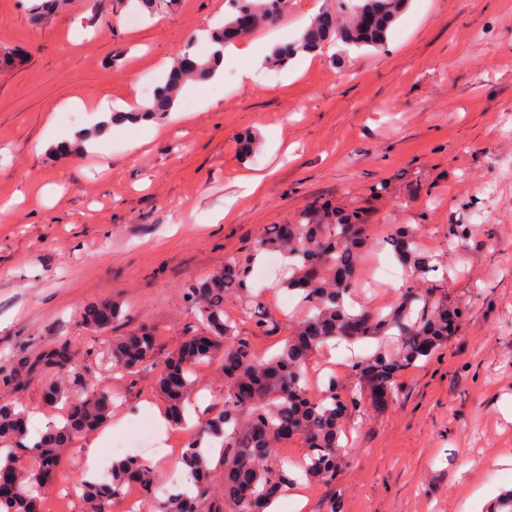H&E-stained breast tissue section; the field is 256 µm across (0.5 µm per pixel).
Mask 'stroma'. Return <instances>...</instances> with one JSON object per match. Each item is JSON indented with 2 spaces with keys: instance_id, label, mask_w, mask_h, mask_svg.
<instances>
[{
  "instance_id": "stroma-1",
  "label": "stroma",
  "mask_w": 512,
  "mask_h": 512,
  "mask_svg": "<svg viewBox=\"0 0 512 512\" xmlns=\"http://www.w3.org/2000/svg\"><path fill=\"white\" fill-rule=\"evenodd\" d=\"M335 7L288 0L276 28L248 40L294 41ZM130 12L126 0H61L39 17L32 0H0V49L25 57L0 68V371L23 381L0 382V402L22 405L33 427L61 422L37 361L61 343L104 351L106 337L79 324L82 307L123 302L124 330L148 328L167 354L190 319L188 280L293 223L307 201L363 205L371 235L412 225L425 251L457 269L447 292L464 317L400 374L392 403L355 413L346 467L303 486L310 512L335 500L342 512H492L512 492V0H412L384 50L330 44L282 70L259 66L247 86L248 59L225 57L222 82L188 84L162 118L54 155L90 127L91 102L146 105L176 54L208 55L229 8L157 0L134 25ZM248 133L262 139L251 155L239 145ZM452 224L468 227L453 251ZM86 373L112 390V420L74 445L44 512H84L66 488L89 441L136 431L165 408L152 376L130 387L94 360Z\"/></svg>"
}]
</instances>
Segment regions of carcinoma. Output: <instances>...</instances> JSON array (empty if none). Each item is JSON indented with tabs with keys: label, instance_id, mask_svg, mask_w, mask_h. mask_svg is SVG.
<instances>
[{
	"label": "carcinoma",
	"instance_id": "obj_1",
	"mask_svg": "<svg viewBox=\"0 0 512 512\" xmlns=\"http://www.w3.org/2000/svg\"><path fill=\"white\" fill-rule=\"evenodd\" d=\"M410 0H336V12L319 14L291 42L275 46L265 64L283 68L299 53L315 52L331 42L348 47H381L388 33L407 10ZM287 0H230L224 26L210 33L212 51L205 59L182 52L173 62L151 103L136 112H114L109 121L80 132L59 153H82L85 144L106 133L112 124L148 119L169 112L186 81L211 78L224 59V47L282 18ZM363 212L330 211L314 200L305 203L292 224H274L244 254L228 255L224 267L188 281L183 288L193 320L185 327L186 340L161 357L156 337L143 329L110 336V370L131 385L146 374L155 377L166 397L170 422L185 423L187 406L196 386L197 368L218 362L224 369L221 410L198 423L182 449L184 471L191 487L160 491L154 467L141 459L125 457L112 462V480L79 482L87 512H112L128 486L143 495L147 512H265L269 502L288 494L297 484L293 466L276 456L277 448L299 437L306 448L303 475L311 481H332L345 465L340 452V432L345 420L370 404L389 405L397 394L400 373L427 360L448 342L458 326L461 311L438 296L448 277L431 280L439 258L425 252L415 230L406 224H388L376 239L403 267L405 276L389 310L356 307L368 250ZM266 252L288 258V275L279 287L300 300L303 317L281 349L270 357L254 352L236 320L225 315L229 300L240 303L254 332L274 333L279 320L251 286L253 262ZM89 331L108 335L126 314L117 300L93 303L79 313ZM376 341L392 342L371 355H359L351 371L359 384L346 392L336 378L324 383L323 397L311 398L304 388L306 365L324 347L344 344L351 348ZM41 362L54 372L47 385V405L68 407L63 422L31 438L25 410L0 403V471L17 478L15 491L0 498V512H42L41 503L65 449L94 432L112 417V396L84 379V366L68 347L43 355ZM208 437L222 439L223 492L214 491V470L201 452ZM25 454L30 467L21 471L16 458Z\"/></svg>",
	"mask_w": 512,
	"mask_h": 512
}]
</instances>
